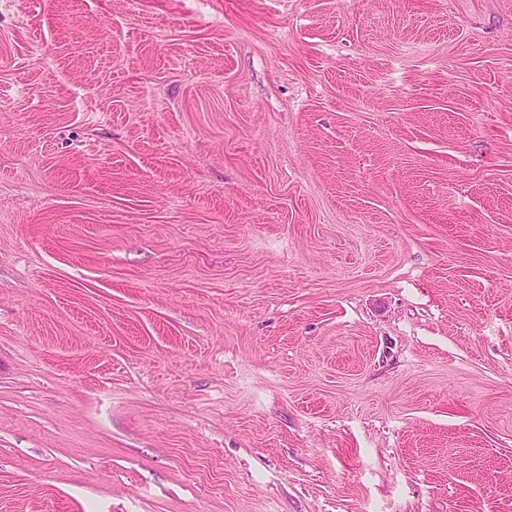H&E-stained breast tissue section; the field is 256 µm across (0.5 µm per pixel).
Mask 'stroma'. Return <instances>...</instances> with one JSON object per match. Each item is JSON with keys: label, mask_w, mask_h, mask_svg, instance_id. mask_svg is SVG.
Segmentation results:
<instances>
[{"label": "stroma", "mask_w": 512, "mask_h": 512, "mask_svg": "<svg viewBox=\"0 0 512 512\" xmlns=\"http://www.w3.org/2000/svg\"><path fill=\"white\" fill-rule=\"evenodd\" d=\"M0 512H512V0H0Z\"/></svg>", "instance_id": "1"}]
</instances>
